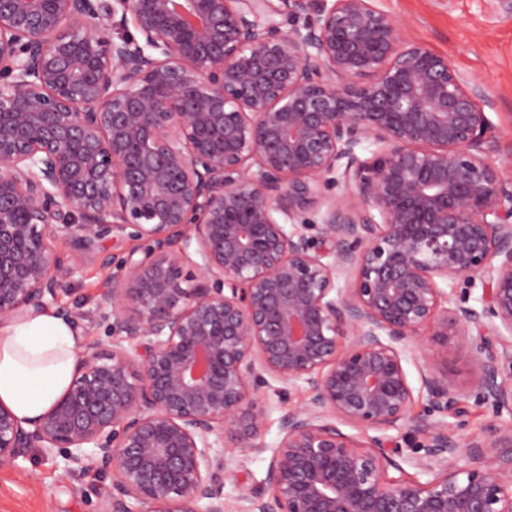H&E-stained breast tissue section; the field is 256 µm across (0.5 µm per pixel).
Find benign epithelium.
<instances>
[{"label": "benign epithelium", "instance_id": "benign-epithelium-1", "mask_svg": "<svg viewBox=\"0 0 512 512\" xmlns=\"http://www.w3.org/2000/svg\"><path fill=\"white\" fill-rule=\"evenodd\" d=\"M487 106L373 0H0V326L72 320L86 259L149 244L98 289L108 340L59 399L27 427L0 403V467L37 448L112 475L99 512H226L225 436L265 450L272 379L308 402L238 512H512V423L445 421L512 411V177ZM419 336L473 377L421 366L416 416ZM402 428L424 481L387 477ZM427 364L435 371L446 373L448 370V382L464 387L472 378L473 366L468 354L465 351H459L452 345L446 349L427 341H419L412 347L411 357H408L405 368L412 385L416 388L414 413H422L426 403L425 393L418 396L417 389L419 382V366ZM493 419L491 409L485 407L472 408L469 414L463 418L460 434L464 437L479 434L485 430Z\"/></svg>", "mask_w": 512, "mask_h": 512}]
</instances>
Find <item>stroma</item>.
Returning a JSON list of instances; mask_svg holds the SVG:
<instances>
[{"label":"stroma","mask_w":512,"mask_h":512,"mask_svg":"<svg viewBox=\"0 0 512 512\" xmlns=\"http://www.w3.org/2000/svg\"><path fill=\"white\" fill-rule=\"evenodd\" d=\"M376 6L394 17L407 38L422 42L447 57L466 77L477 79L489 101L492 122L489 162L512 174V0H375ZM118 264L103 268L98 260H86L61 295L63 306L76 316L80 335L103 337L93 299L107 276L122 275ZM429 365L447 374L449 383L466 386L473 366L466 352L443 348L427 341L416 343L405 368L411 383H418L419 368ZM307 398L305 387L271 382L261 390L266 426L262 452H234L233 475L224 482L228 512L237 504L238 484H260L280 438V420ZM110 486L94 462L72 469L58 455L43 457L30 450L12 467L0 468V512H98Z\"/></svg>","instance_id":"35a3bbf8"}]
</instances>
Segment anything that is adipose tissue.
<instances>
[{
	"label": "adipose tissue",
	"instance_id": "adipose-tissue-1",
	"mask_svg": "<svg viewBox=\"0 0 512 512\" xmlns=\"http://www.w3.org/2000/svg\"><path fill=\"white\" fill-rule=\"evenodd\" d=\"M79 337L49 311L0 329V402L22 420L42 415L70 385Z\"/></svg>",
	"mask_w": 512,
	"mask_h": 512
}]
</instances>
